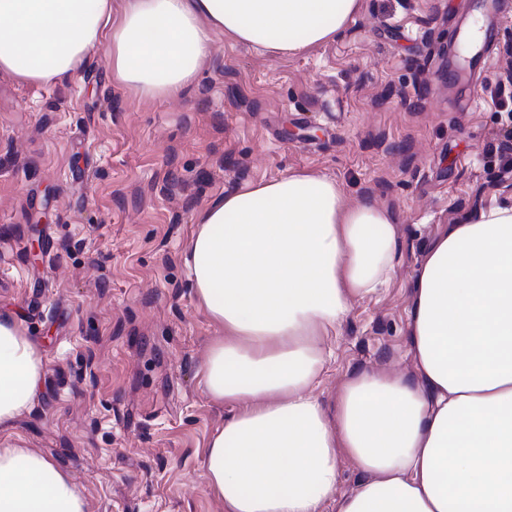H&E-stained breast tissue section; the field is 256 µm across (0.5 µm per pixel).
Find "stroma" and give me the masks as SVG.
I'll return each mask as SVG.
<instances>
[{
    "instance_id": "1",
    "label": "stroma",
    "mask_w": 512,
    "mask_h": 512,
    "mask_svg": "<svg viewBox=\"0 0 512 512\" xmlns=\"http://www.w3.org/2000/svg\"><path fill=\"white\" fill-rule=\"evenodd\" d=\"M459 11L363 0L343 37L283 57L217 34L173 101L133 95L100 53L47 86L0 76V308L46 363L11 434L70 473L86 512H224L201 470L232 414L202 386L222 331L185 258L197 215L245 182L305 170L396 215L391 280L353 301L315 393L332 403L365 369L417 377L411 285L438 228L512 205L490 150L506 113L433 85L462 58Z\"/></svg>"
}]
</instances>
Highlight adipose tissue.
Returning a JSON list of instances; mask_svg holds the SVG:
<instances>
[{"label": "adipose tissue", "instance_id": "obj_1", "mask_svg": "<svg viewBox=\"0 0 512 512\" xmlns=\"http://www.w3.org/2000/svg\"><path fill=\"white\" fill-rule=\"evenodd\" d=\"M361 0H0V73L69 78L104 53L132 93L178 99L214 34L274 56L336 39ZM393 215L347 206L333 179L295 170L217 196L186 259L194 293L224 331L202 364L232 407L209 438L205 487L224 512H512V206L441 229L413 280L407 345L418 370H367L334 413L314 390L328 336L355 299L389 280ZM42 351L0 309V512H86L68 471L7 432L31 409ZM360 479L339 493L340 458Z\"/></svg>", "mask_w": 512, "mask_h": 512}]
</instances>
